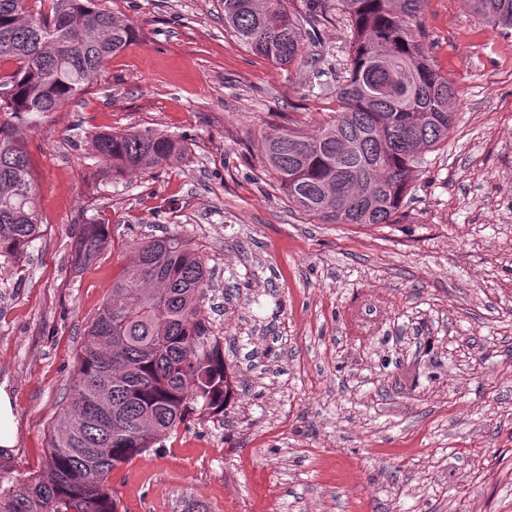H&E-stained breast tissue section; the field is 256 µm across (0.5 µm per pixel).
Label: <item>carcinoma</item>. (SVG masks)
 Wrapping results in <instances>:
<instances>
[{
	"instance_id": "cac0c4a2",
	"label": "carcinoma",
	"mask_w": 512,
	"mask_h": 512,
	"mask_svg": "<svg viewBox=\"0 0 512 512\" xmlns=\"http://www.w3.org/2000/svg\"><path fill=\"white\" fill-rule=\"evenodd\" d=\"M0 0V256L21 257L39 234L37 183L13 119L48 117L78 98L112 56L136 38L102 0ZM224 26L275 65L313 66L320 21L287 0H221ZM488 22L512 29V0H465ZM351 29L350 67L336 116L317 133L276 127L261 147L277 183L300 210L332 224H395L417 159L448 140L452 82L421 40L426 0H338ZM99 174L122 176L180 161L187 145L159 133L102 132L91 142ZM92 219L71 247L75 267L106 245ZM135 259L87 331L70 400L50 431L44 471L0 492V512H120L108 484L120 464L150 451L204 410L224 412L232 381L224 352L198 307L209 274L178 233L134 247Z\"/></svg>"
}]
</instances>
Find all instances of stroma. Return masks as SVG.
<instances>
[{
  "label": "stroma",
  "mask_w": 512,
  "mask_h": 512,
  "mask_svg": "<svg viewBox=\"0 0 512 512\" xmlns=\"http://www.w3.org/2000/svg\"><path fill=\"white\" fill-rule=\"evenodd\" d=\"M138 38L78 103L19 124L39 185V238L0 257V388L16 444L0 490L40 473L86 329L148 235L206 260L199 314L236 381L225 414L193 418L112 471L123 512H512V30L464 0H427L433 64L455 127L423 152L394 224H325L265 161L270 128L336 111L350 31L323 16L325 75L276 66L224 26L221 0H106ZM185 137L183 161L100 180L98 132ZM89 218L108 242L83 269ZM108 221L92 219L82 224L71 247V260L75 267L92 264L106 245Z\"/></svg>",
  "instance_id": "1"
}]
</instances>
